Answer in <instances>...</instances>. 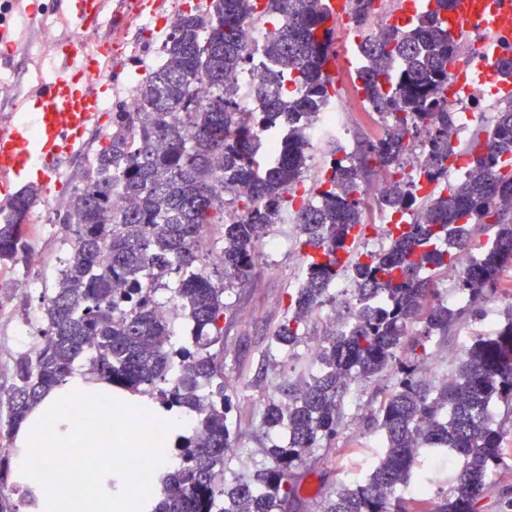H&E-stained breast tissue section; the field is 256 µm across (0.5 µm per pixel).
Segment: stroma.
Segmentation results:
<instances>
[{
    "instance_id": "35a3bbf8",
    "label": "stroma",
    "mask_w": 512,
    "mask_h": 512,
    "mask_svg": "<svg viewBox=\"0 0 512 512\" xmlns=\"http://www.w3.org/2000/svg\"><path fill=\"white\" fill-rule=\"evenodd\" d=\"M10 17L22 41L30 44L31 53L15 56L1 76L26 89L58 74L54 54L41 42L38 29L21 13L11 12ZM168 34V27H142L135 24L133 14L116 13L111 24L93 37L94 42L111 43L112 55L118 61L112 71L110 109L99 113L77 151L61 161L59 187L41 192L31 210L25 226L31 264L15 269L0 267V385L10 383L17 356L42 341V291L53 282L70 251L62 225L70 194L91 167L96 151L108 141L112 108L124 103L148 70L161 63V48ZM268 239L274 248L260 254L251 280L225 294L234 320L224 326V381L233 403L230 423L242 434L247 450L243 460L247 463L260 459L265 444L255 428L271 383L295 378L298 371L307 369L310 347L329 332L327 320H313L290 360L272 346L270 335L284 317V295L302 281L306 252L290 225H274ZM503 319L502 303L489 304L481 317L464 320L450 342L436 343L429 359L434 379H442L452 360L463 357L474 342L493 335ZM386 385V380H376L345 396V429L334 443L315 450L302 483V512H322L330 492L365 478L379 448L376 432L364 427L363 418L377 406ZM491 414L503 432L506 451L492 473L480 512H512V412L500 404L492 407Z\"/></svg>"
}]
</instances>
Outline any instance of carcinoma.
Segmentation results:
<instances>
[{"mask_svg":"<svg viewBox=\"0 0 512 512\" xmlns=\"http://www.w3.org/2000/svg\"><path fill=\"white\" fill-rule=\"evenodd\" d=\"M374 2L350 0L361 31L375 17ZM453 2L429 0L412 24L362 40L356 79L365 100L382 109L384 134L364 142L351 164L331 160L308 196L298 194L308 159L299 123L316 121L334 96L336 27L324 0H201L178 15L163 62L137 87L136 107L112 113L108 143L70 196L63 225L71 253L42 295L48 328L0 387L9 427L89 353L97 377L192 412L179 446L185 463L162 480L153 512H299L307 461L338 436L345 395L391 373L392 390L367 418L381 452L325 512H479L504 451L490 405L512 403V302L496 333L472 344L440 385L424 381L419 368L434 336L449 339L465 319L435 288L448 269L460 268L474 315L501 299L499 275L512 264V99L466 150L456 149L448 60L458 59L460 45L445 23ZM274 14L279 24L249 49L246 24ZM257 54L266 63L254 84L260 108L241 112L232 78ZM200 82L211 89L204 101ZM450 157L466 165L454 184ZM371 172L389 180L386 206L424 217L391 225L380 250L359 252L369 229L360 182ZM38 197L32 186L0 205V265L31 263L24 224ZM290 216L314 253L271 344L290 357L328 304L343 324L328 334L316 370L276 386L283 397L268 400L258 430L283 429L287 442L263 448L261 464L242 465L226 487L228 449L240 432L228 424L224 321L232 309L224 293L251 278L259 246ZM212 224L224 225L219 243L207 239ZM482 225L497 228L490 245L475 235ZM475 249L478 256L461 264L460 253ZM214 251L220 262L210 274ZM173 273L180 279L170 301L193 323L189 347L174 344L173 320L160 314L157 293ZM344 276L354 291L333 293ZM415 322L424 327L413 333ZM447 453L464 460L450 493L425 467Z\"/></svg>","mask_w":512,"mask_h":512,"instance_id":"cac0c4a2","label":"carcinoma"}]
</instances>
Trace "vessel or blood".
I'll return each mask as SVG.
<instances>
[{"label":"vessel or blood","instance_id":"vessel-or-blood-1","mask_svg":"<svg viewBox=\"0 0 512 512\" xmlns=\"http://www.w3.org/2000/svg\"><path fill=\"white\" fill-rule=\"evenodd\" d=\"M111 12L112 0H93L91 11L72 8L63 15L72 35L58 46L61 75L32 87L20 100L18 110L30 111V118L0 127V187L9 188L34 171L43 185L57 183V160L78 147L112 86V77L105 71L111 45L91 48L83 39L86 31L98 27ZM445 23L460 37L472 26L483 25V55L494 60L499 47L512 42V0H454ZM17 39L9 18H1V65L12 59Z\"/></svg>","mask_w":512,"mask_h":512}]
</instances>
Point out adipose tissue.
<instances>
[{
	"mask_svg": "<svg viewBox=\"0 0 512 512\" xmlns=\"http://www.w3.org/2000/svg\"><path fill=\"white\" fill-rule=\"evenodd\" d=\"M167 422L169 435L157 441L151 427ZM180 418L146 396L113 390L111 384L77 371L48 391L15 433L14 479L31 501L25 512H150L154 494L123 478L118 493L103 492L117 455L153 449L157 471L169 469L170 450L183 435ZM67 457L72 480L50 486L59 457Z\"/></svg>",
	"mask_w": 512,
	"mask_h": 512,
	"instance_id": "adipose-tissue-1",
	"label": "adipose tissue"
}]
</instances>
